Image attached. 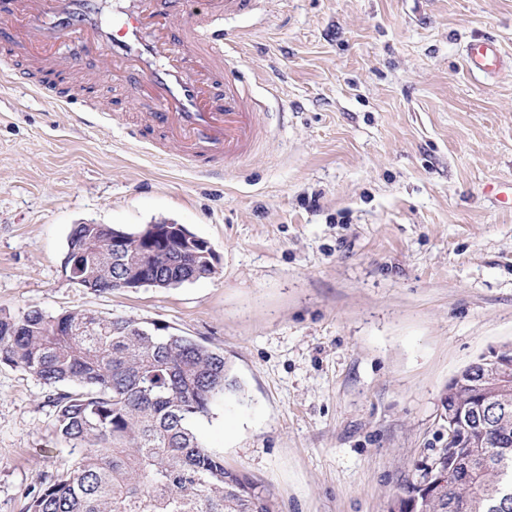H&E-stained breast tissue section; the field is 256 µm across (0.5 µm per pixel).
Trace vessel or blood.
<instances>
[{
  "label": "vessel or blood",
  "instance_id": "vessel-or-blood-1",
  "mask_svg": "<svg viewBox=\"0 0 512 512\" xmlns=\"http://www.w3.org/2000/svg\"><path fill=\"white\" fill-rule=\"evenodd\" d=\"M257 0H0V61H32L30 87L67 101V79L81 68L86 42L107 51L112 78L142 107L139 142L155 150L176 143L180 160L220 176L267 137L265 113L230 64L239 32L233 21L254 14ZM468 70L489 75L502 63L494 40L478 38Z\"/></svg>",
  "mask_w": 512,
  "mask_h": 512
}]
</instances>
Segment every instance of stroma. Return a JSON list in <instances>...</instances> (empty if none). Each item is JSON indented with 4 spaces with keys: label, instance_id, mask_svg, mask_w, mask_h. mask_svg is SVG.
Returning <instances> with one entry per match:
<instances>
[{
    "label": "stroma",
    "instance_id": "obj_1",
    "mask_svg": "<svg viewBox=\"0 0 512 512\" xmlns=\"http://www.w3.org/2000/svg\"><path fill=\"white\" fill-rule=\"evenodd\" d=\"M234 55L266 144L200 176L127 134L91 58L92 125L0 63V311L86 310L223 351L239 387L199 430L280 512H386L439 447L450 378L512 341V0H260ZM502 70L475 78L469 41ZM185 225L219 257L172 288L97 292L63 267L73 225ZM50 390L0 363V512L66 467ZM465 62L473 74L489 75L501 70V57L494 40L478 38L471 42L466 49Z\"/></svg>",
    "mask_w": 512,
    "mask_h": 512
}]
</instances>
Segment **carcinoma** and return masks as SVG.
Wrapping results in <instances>:
<instances>
[{
  "mask_svg": "<svg viewBox=\"0 0 512 512\" xmlns=\"http://www.w3.org/2000/svg\"><path fill=\"white\" fill-rule=\"evenodd\" d=\"M213 258L176 232L152 243L131 234L117 252L112 226L76 224L64 267L79 285L109 291L134 259L153 286L171 288L212 275ZM0 363L56 389L55 430L76 451L26 512H279L269 490L225 467L198 434L235 385L224 353L160 323L33 309L0 314ZM505 402L483 425L469 476L441 486L425 472L408 487L417 497L394 499L388 512H512V393Z\"/></svg>",
  "mask_w": 512,
  "mask_h": 512,
  "instance_id": "obj_1",
  "label": "carcinoma"
}]
</instances>
